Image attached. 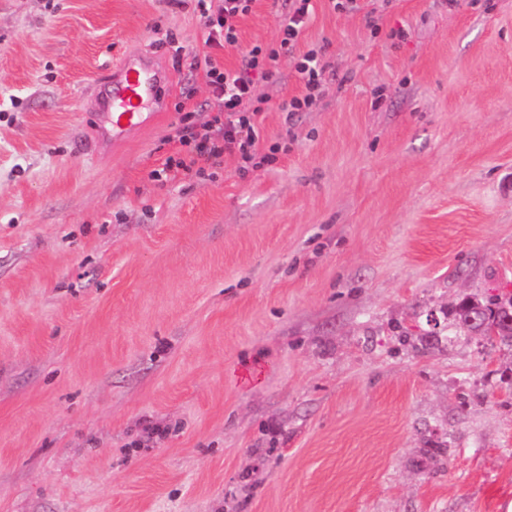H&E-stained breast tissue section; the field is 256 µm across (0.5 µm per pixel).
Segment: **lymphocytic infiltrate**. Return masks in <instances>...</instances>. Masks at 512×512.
<instances>
[{
	"label": "lymphocytic infiltrate",
	"instance_id": "1",
	"mask_svg": "<svg viewBox=\"0 0 512 512\" xmlns=\"http://www.w3.org/2000/svg\"><path fill=\"white\" fill-rule=\"evenodd\" d=\"M252 0H223L218 9L201 8L200 20L207 32L206 45L236 50V69L221 68L212 57H205L204 71L217 112L213 128L195 132L187 122H179L176 135L186 153L175 161H165L163 169L153 170L162 178L164 170L178 168L198 177L233 155L255 167L275 162L279 145H266L261 134L268 97L259 93L258 84L280 77L282 59L302 85L301 94L283 100L280 111L294 114L308 109L328 81V64L320 50L299 51L298 45L314 11L313 0H289L290 8L278 23V41L273 46H244L239 42L237 20L251 9Z\"/></svg>",
	"mask_w": 512,
	"mask_h": 512
}]
</instances>
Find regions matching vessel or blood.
<instances>
[{
  "instance_id": "b4317fda",
  "label": "vessel or blood",
  "mask_w": 512,
  "mask_h": 512,
  "mask_svg": "<svg viewBox=\"0 0 512 512\" xmlns=\"http://www.w3.org/2000/svg\"><path fill=\"white\" fill-rule=\"evenodd\" d=\"M166 77V71L151 60L133 57L122 60L113 67L111 75L97 81V93L105 103L113 141L154 123Z\"/></svg>"
}]
</instances>
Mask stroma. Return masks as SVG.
Wrapping results in <instances>:
<instances>
[{"label": "stroma", "instance_id": "stroma-1", "mask_svg": "<svg viewBox=\"0 0 512 512\" xmlns=\"http://www.w3.org/2000/svg\"><path fill=\"white\" fill-rule=\"evenodd\" d=\"M362 2L315 4L316 105L261 84L275 164L156 181L190 54L237 64L197 0H0V512H512V345L454 325L512 295V0ZM140 53L165 116L97 145ZM496 298H490L486 302H479L475 300H467L465 301L459 309H456V319L458 321V325L461 328L467 329L471 331L469 326V320L472 317H487L490 324H494L496 322V318L494 317V309L496 308Z\"/></svg>", "mask_w": 512, "mask_h": 512}]
</instances>
